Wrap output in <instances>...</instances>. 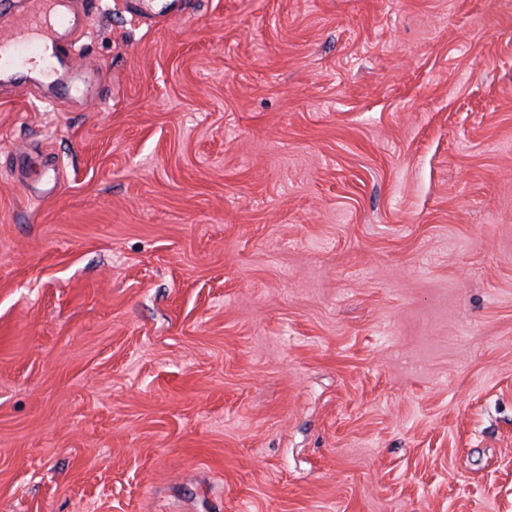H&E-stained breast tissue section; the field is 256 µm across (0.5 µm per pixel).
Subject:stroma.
<instances>
[{
  "mask_svg": "<svg viewBox=\"0 0 512 512\" xmlns=\"http://www.w3.org/2000/svg\"><path fill=\"white\" fill-rule=\"evenodd\" d=\"M0 88V512H512V0H92Z\"/></svg>",
  "mask_w": 512,
  "mask_h": 512,
  "instance_id": "obj_1",
  "label": "stroma"
}]
</instances>
